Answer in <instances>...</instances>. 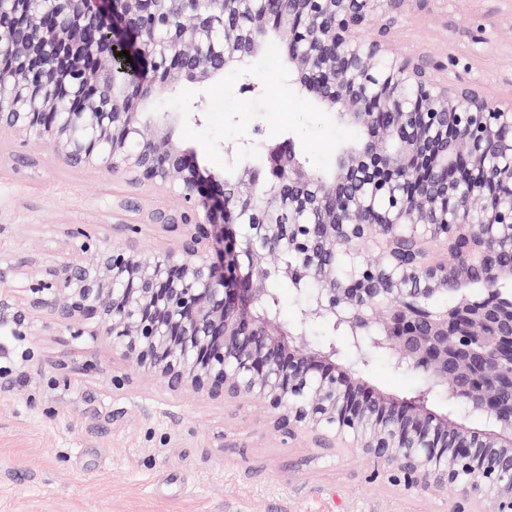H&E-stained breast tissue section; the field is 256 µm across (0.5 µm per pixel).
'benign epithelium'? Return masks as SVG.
<instances>
[{
  "label": "benign epithelium",
  "instance_id": "obj_1",
  "mask_svg": "<svg viewBox=\"0 0 512 512\" xmlns=\"http://www.w3.org/2000/svg\"><path fill=\"white\" fill-rule=\"evenodd\" d=\"M429 0H269L249 34L224 22V0H0V134L41 142L72 167L162 188L177 201L152 223L175 248L140 253L64 233L81 251L20 273L26 309L71 336H106L146 379L174 394L242 406L262 402L284 437L314 447L347 440L423 490L463 484L477 512H512V98L489 99L459 61L400 53L392 26ZM288 40L291 88L303 91L363 145L340 150L331 173L307 168L293 138L266 140L259 167L201 168L176 112H150L161 89L199 86ZM488 56L495 40L471 37ZM126 50L131 61L119 55ZM388 199L380 207L366 193ZM310 212L314 221L298 216ZM453 258L437 257L438 249ZM341 250L376 252L336 279ZM292 252L296 262L271 267ZM322 283L303 314L345 326L358 355L385 351L424 375L397 399L315 350L257 305L271 274ZM472 282L481 284L473 295ZM448 293L446 307L429 299ZM441 389L488 424L474 430L427 408Z\"/></svg>",
  "mask_w": 512,
  "mask_h": 512
}]
</instances>
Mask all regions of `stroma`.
I'll return each instance as SVG.
<instances>
[{
	"mask_svg": "<svg viewBox=\"0 0 512 512\" xmlns=\"http://www.w3.org/2000/svg\"><path fill=\"white\" fill-rule=\"evenodd\" d=\"M512 43V0H430L394 26L407 54L472 61L488 96L512 97V52L472 59L478 29ZM165 190L68 166L40 142L0 136V268L31 269L72 249L63 230L84 224L122 244L140 228L146 254L178 244L149 222L171 210ZM312 347L335 346L341 363L398 398L424 385L388 354L359 359L340 331L310 325ZM96 371H86V364ZM130 382L115 389L111 371ZM463 491L407 486L391 466L350 448L321 450L309 435L286 439L261 404L223 405L173 395L143 379L103 337L60 335L15 298L0 304V512H474Z\"/></svg>",
	"mask_w": 512,
	"mask_h": 512,
	"instance_id": "obj_1",
	"label": "stroma"
}]
</instances>
